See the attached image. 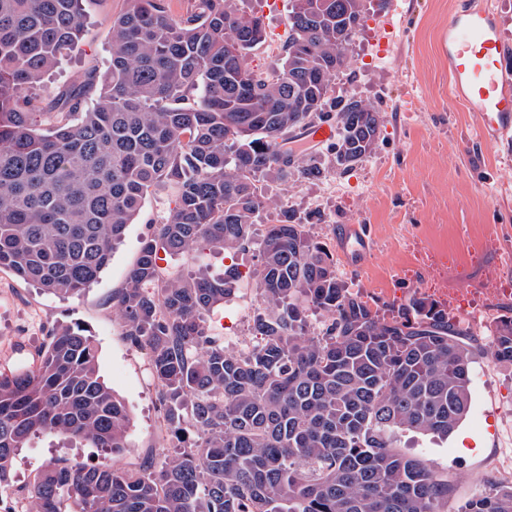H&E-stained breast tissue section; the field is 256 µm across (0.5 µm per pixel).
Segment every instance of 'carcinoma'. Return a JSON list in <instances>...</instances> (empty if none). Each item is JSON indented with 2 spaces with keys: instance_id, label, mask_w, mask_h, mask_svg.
Returning a JSON list of instances; mask_svg holds the SVG:
<instances>
[{
  "instance_id": "carcinoma-1",
  "label": "carcinoma",
  "mask_w": 512,
  "mask_h": 512,
  "mask_svg": "<svg viewBox=\"0 0 512 512\" xmlns=\"http://www.w3.org/2000/svg\"><path fill=\"white\" fill-rule=\"evenodd\" d=\"M234 0H130L112 21L108 70L50 111L26 87L80 38L82 0H0V269L61 298L97 282L153 190L175 197L141 242L113 309L150 354L177 444L137 472L57 461L27 492L30 512H446L448 476L398 449L403 432L446 437L467 415L473 352L436 301L387 311L350 291L333 256L269 204L265 179L319 173L297 131L336 128L345 170L376 148L380 110L328 97L349 69L364 0H288L277 71L251 65L262 16ZM233 256L224 275L161 266L200 244ZM260 295L259 341L226 350L205 315L244 283ZM325 317L312 330V316ZM492 357L512 365V315L494 321ZM130 414L100 381L90 331L51 327L37 364L0 371V488L15 449L49 433L119 452ZM461 512H512L490 482Z\"/></svg>"
}]
</instances>
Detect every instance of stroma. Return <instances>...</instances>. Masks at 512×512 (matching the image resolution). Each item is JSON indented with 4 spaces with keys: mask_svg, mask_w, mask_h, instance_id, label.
<instances>
[{
    "mask_svg": "<svg viewBox=\"0 0 512 512\" xmlns=\"http://www.w3.org/2000/svg\"><path fill=\"white\" fill-rule=\"evenodd\" d=\"M377 2L365 0L366 21L352 46V66L332 85L333 95L368 100L380 108L375 151L345 171L325 145L313 147L321 177H270L268 190L277 203L258 221L276 224L283 210L293 211L336 254V269L349 288L380 308L404 304L415 294L437 301L446 292L461 302L450 313L454 322L466 314L475 317L467 329L478 350L467 416L448 439L408 434L400 442L403 451L447 475L453 486L448 512H460L496 478V461L512 455V366L485 356L493 326L480 318V290L487 280L512 283V269L502 268L500 255L480 246L489 237L512 243V140L495 148L481 143L475 114L448 102V62L438 37L457 0H386L383 9ZM251 5L261 11L267 32L252 64L265 69L280 55L288 12L268 9L266 0ZM127 7L128 0H84L87 25L60 67L37 84L42 98L54 99L89 71L105 70L112 20ZM171 200L166 189L147 197L108 268L78 296L55 298L0 270V370L32 363L50 323H82L98 347L103 381L124 400L131 416L129 446L116 454L80 440L48 434L31 438L13 459L11 488L28 489L35 475L57 459L135 472L171 442V434L161 430L149 352L126 340L112 312L113 297L124 287L142 240ZM341 224L367 226L370 252L363 263L353 266L338 257L336 228ZM249 297L240 292L208 315L210 328L224 336L248 334L251 322L244 304Z\"/></svg>",
    "mask_w": 512,
    "mask_h": 512,
    "instance_id": "35a3bbf8",
    "label": "stroma"
}]
</instances>
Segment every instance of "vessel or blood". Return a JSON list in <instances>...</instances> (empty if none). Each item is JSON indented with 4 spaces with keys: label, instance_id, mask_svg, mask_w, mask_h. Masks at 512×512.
<instances>
[{
    "label": "vessel or blood",
    "instance_id": "b4317fda",
    "mask_svg": "<svg viewBox=\"0 0 512 512\" xmlns=\"http://www.w3.org/2000/svg\"><path fill=\"white\" fill-rule=\"evenodd\" d=\"M439 47L448 58L449 96L476 114L478 139L489 145L511 139L512 68L495 12L483 0H465L450 14ZM337 235L347 258H364L362 225H343Z\"/></svg>",
    "mask_w": 512,
    "mask_h": 512
}]
</instances>
